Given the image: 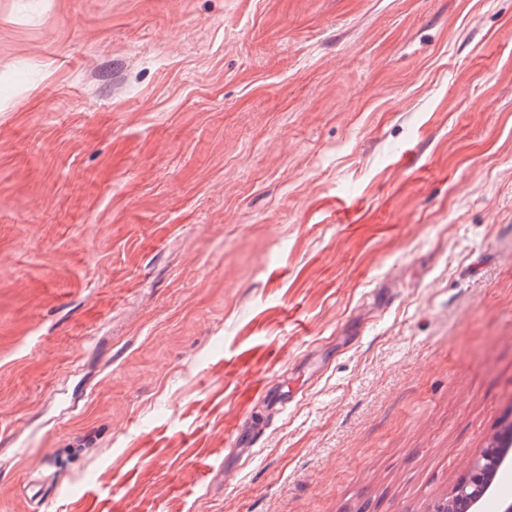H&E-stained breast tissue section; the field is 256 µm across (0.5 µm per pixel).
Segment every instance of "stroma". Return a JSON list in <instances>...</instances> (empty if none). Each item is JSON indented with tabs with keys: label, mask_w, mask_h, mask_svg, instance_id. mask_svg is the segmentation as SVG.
<instances>
[{
	"label": "stroma",
	"mask_w": 512,
	"mask_h": 512,
	"mask_svg": "<svg viewBox=\"0 0 512 512\" xmlns=\"http://www.w3.org/2000/svg\"><path fill=\"white\" fill-rule=\"evenodd\" d=\"M509 431L512 0H0V512H432Z\"/></svg>",
	"instance_id": "stroma-1"
}]
</instances>
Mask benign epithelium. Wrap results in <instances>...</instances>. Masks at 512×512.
<instances>
[{"label":"benign epithelium","instance_id":"7a95c632","mask_svg":"<svg viewBox=\"0 0 512 512\" xmlns=\"http://www.w3.org/2000/svg\"><path fill=\"white\" fill-rule=\"evenodd\" d=\"M511 463V440L498 439L483 449L470 460L466 477L442 504V512H482L484 501L495 492V473Z\"/></svg>","mask_w":512,"mask_h":512}]
</instances>
